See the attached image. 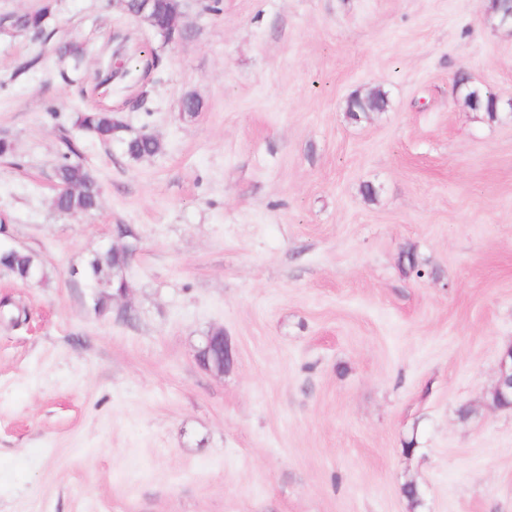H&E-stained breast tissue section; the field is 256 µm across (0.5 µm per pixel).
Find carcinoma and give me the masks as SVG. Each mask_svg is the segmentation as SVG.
Wrapping results in <instances>:
<instances>
[{"label":"carcinoma","mask_w":512,"mask_h":512,"mask_svg":"<svg viewBox=\"0 0 512 512\" xmlns=\"http://www.w3.org/2000/svg\"><path fill=\"white\" fill-rule=\"evenodd\" d=\"M179 0H153L152 8L140 12L138 0H127L128 11L143 19L157 35L169 37L180 36L179 31H170V24L174 15L180 10ZM51 0L37 10L23 11L12 15L13 29L16 35L27 37L34 41H47V18L51 14ZM55 54L61 59H70L77 67L83 59V49L76 42H63L54 47ZM389 98L386 91L374 89L369 97H350L347 115L353 122H361L370 118L373 112H383L388 107ZM500 102L496 101L493 93L484 88L478 89V99L471 104L475 112L483 114L489 121L501 118ZM76 133L66 131L61 136L65 147L63 162L57 167L56 178L60 185L58 192L52 199V208L62 215L90 213L100 205V186L90 171L82 162L79 138L77 134L84 133L97 139L100 143L110 145L117 141L121 144L123 153L131 161H140L144 158L154 157L164 150L160 139L150 133H138L131 136L124 135L126 126L112 112L103 110H90L80 112L74 124ZM128 264V249L113 246L109 249L94 252L82 265L73 271L81 275L96 290V305L101 307L106 298L112 295H121L129 287L122 271ZM0 266L8 270L15 279L28 282L42 280L46 273L43 263L38 257L28 251L17 248H3L0 250Z\"/></svg>","instance_id":"obj_1"}]
</instances>
